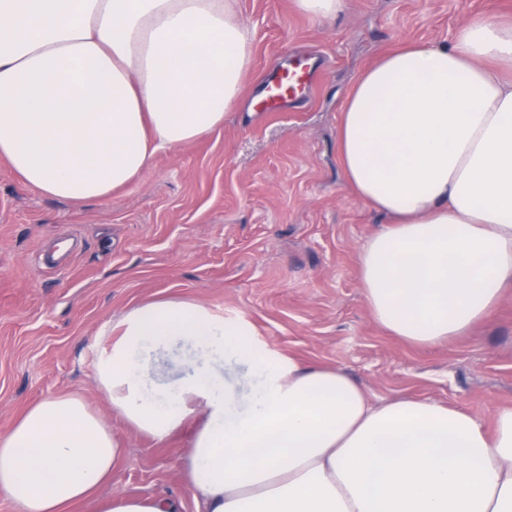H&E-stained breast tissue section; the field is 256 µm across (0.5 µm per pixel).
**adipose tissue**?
<instances>
[{
  "label": "adipose tissue",
  "mask_w": 512,
  "mask_h": 512,
  "mask_svg": "<svg viewBox=\"0 0 512 512\" xmlns=\"http://www.w3.org/2000/svg\"><path fill=\"white\" fill-rule=\"evenodd\" d=\"M230 0H0V159L75 204L144 177L155 155L221 127L252 62ZM512 25L406 44L354 82L338 129L357 195L393 218L359 253L364 298L420 346L467 335L512 287ZM243 322L192 300L129 309L96 337L113 409L155 439L195 411L183 474L196 512H512V407L491 426L414 397L372 404L337 370L275 357ZM195 349L155 389L150 350ZM259 379L248 405L225 356ZM120 444L76 396L30 406L0 437V494L68 512L111 482Z\"/></svg>",
  "instance_id": "obj_1"
}]
</instances>
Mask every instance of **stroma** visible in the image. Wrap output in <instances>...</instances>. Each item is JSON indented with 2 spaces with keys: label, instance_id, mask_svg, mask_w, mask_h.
I'll use <instances>...</instances> for the list:
<instances>
[{
  "label": "stroma",
  "instance_id": "35a3bbf8",
  "mask_svg": "<svg viewBox=\"0 0 512 512\" xmlns=\"http://www.w3.org/2000/svg\"><path fill=\"white\" fill-rule=\"evenodd\" d=\"M253 31L242 105L221 128L155 156L149 173L84 205L32 190L0 160V436L33 403L75 394L120 441L112 492L195 512L182 478L189 429L162 441L117 416L95 378V338L131 307L175 297L247 323L254 341L338 369L372 403L460 406L484 424L512 406V288L472 331L431 348L377 324L358 254L391 218L343 176L336 131L360 72L407 42L453 44L476 21L512 24V0H344L333 19L296 0H236ZM309 57L313 88L280 112L255 105L274 62Z\"/></svg>",
  "mask_w": 512,
  "mask_h": 512
}]
</instances>
